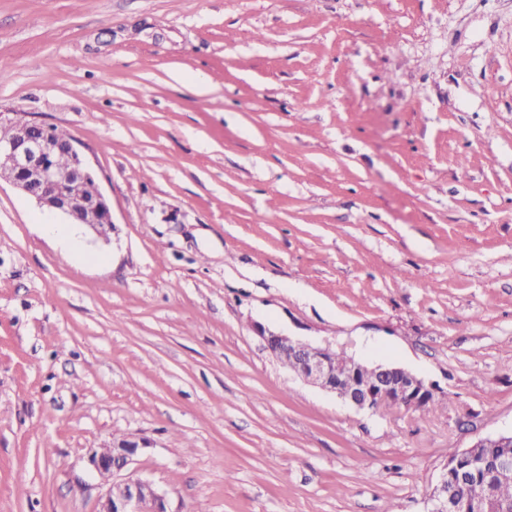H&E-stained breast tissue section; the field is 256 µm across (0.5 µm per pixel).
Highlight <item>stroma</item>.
Segmentation results:
<instances>
[{
	"instance_id": "35a3bbf8",
	"label": "stroma",
	"mask_w": 512,
	"mask_h": 512,
	"mask_svg": "<svg viewBox=\"0 0 512 512\" xmlns=\"http://www.w3.org/2000/svg\"><path fill=\"white\" fill-rule=\"evenodd\" d=\"M0 113L69 133L76 232L0 182V512H428L512 429V0H0ZM404 367L356 410L256 328ZM113 448L92 451L89 464L106 484V490L98 501L96 512H170L167 510V494L152 482L142 479L114 480L134 458L147 448L145 441L122 439ZM117 490V491H116Z\"/></svg>"
}]
</instances>
